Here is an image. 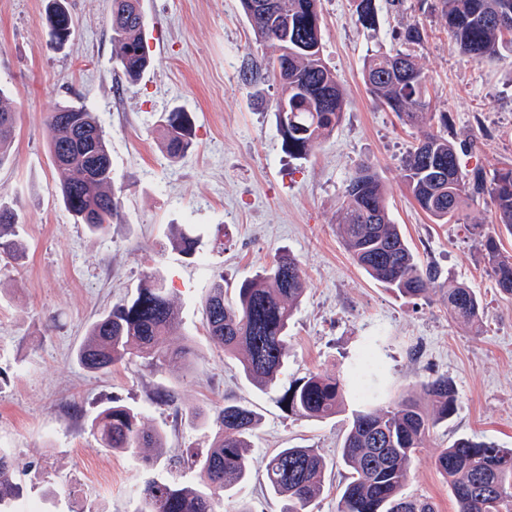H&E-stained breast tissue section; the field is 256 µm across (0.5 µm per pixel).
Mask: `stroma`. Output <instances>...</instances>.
Returning a JSON list of instances; mask_svg holds the SVG:
<instances>
[{
    "mask_svg": "<svg viewBox=\"0 0 512 512\" xmlns=\"http://www.w3.org/2000/svg\"><path fill=\"white\" fill-rule=\"evenodd\" d=\"M48 0H0V87L17 113L10 161L0 166V195L15 205L23 246L0 260V452L23 488L16 512H137L150 480H199L183 466L211 447L225 403L250 406L261 423L248 452L250 481L217 493L219 512H281L263 472L278 448H314L328 464L320 496L304 512H336L343 482L339 449L347 413L328 419L288 413L281 396L311 373L361 369L374 403L423 399L422 385L447 376L457 409L414 455L403 491L456 512L435 459L455 439L512 448V298L490 275L465 227H495L490 200L467 203L463 223H434L402 178L401 159L425 130L377 107L363 80L368 54L407 49L427 80L433 111L463 171L512 167V54L477 63L450 42L437 0H376L378 22H356L352 0H321L323 55L340 83L344 117L302 160L289 158L273 110L272 78L247 81L246 64H264L239 0H142L153 66L128 83L112 53L110 0H69L76 19L64 49H49ZM420 23L421 44L398 35ZM83 104L107 136L112 181L125 221L93 232L75 223L56 193L46 117L56 105ZM186 113L193 145L179 159L162 145L169 113ZM385 182L387 205L418 259L438 272L428 296L409 299L352 260L336 229V209L360 164ZM192 225L200 250L172 246ZM282 252L300 262L308 288L288 327V369L273 389L250 385L238 360L209 336L202 300L212 276L236 290ZM161 269L193 355L162 370L141 361L96 372L77 352L90 324L132 296L145 272ZM464 285L479 296L476 325L451 320L442 293ZM134 406L146 428L164 433L160 448L137 454L103 447L91 424L112 402Z\"/></svg>",
    "mask_w": 512,
    "mask_h": 512,
    "instance_id": "35a3bbf8",
    "label": "stroma"
}]
</instances>
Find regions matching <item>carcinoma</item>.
<instances>
[{"instance_id": "obj_1", "label": "carcinoma", "mask_w": 512, "mask_h": 512, "mask_svg": "<svg viewBox=\"0 0 512 512\" xmlns=\"http://www.w3.org/2000/svg\"><path fill=\"white\" fill-rule=\"evenodd\" d=\"M357 22L376 24L375 0H353ZM451 39L474 62H492L504 48V31L493 20L512 14V0H440ZM255 43L274 49L265 64L280 92L274 112L288 157L303 159L315 144L341 123L345 99L336 74L323 58L320 0H240ZM46 24L54 50L70 41L75 22L66 0H48ZM145 19L140 0H111L112 44L125 78L137 82L152 65L145 50ZM364 81L375 104L397 113L410 126L438 120L448 127V113L436 114L426 99L422 69L411 54L376 51L367 55ZM48 150L59 174L57 191L75 222L103 231L124 219L121 191L112 184L107 135L95 113L83 105L60 106L48 113ZM16 112L0 89V166L10 160ZM191 146L188 118L173 112L164 123L163 147L176 159ZM404 182L418 206L433 220L460 221L465 200L489 196L498 230L475 224L472 234L500 293L512 297V256L500 247L501 232L512 235V168L487 177L482 168L465 174L456 145L439 131L427 132L402 158ZM19 215L0 195V256L19 254L14 231ZM339 234L354 262L373 279L408 298L429 294L436 270L422 265L390 216L386 190L374 167L362 164L350 178L336 215ZM307 280L297 259L288 254L274 261L238 288L234 300L224 299V276L213 278L202 302L208 334L237 358L243 377L260 390L272 387L288 364V324ZM448 315L469 324L479 322L482 304L476 293L455 286L444 294ZM180 335L176 306L157 270L146 273L136 295L112 306L89 328L78 359L92 370L144 358L157 370L175 357L189 361L187 345L170 353L158 348L161 339ZM432 405L424 409L413 399L369 406L351 413L339 451L347 478L340 488L336 512H435L434 505L403 493L412 457L425 437L456 409V390L446 376L423 384ZM355 396L345 379L311 373L296 380L280 402L289 413L323 419L345 410ZM219 431L203 455L187 458L199 472L200 484L152 481L139 491L138 512H217L216 491L232 492L250 479L247 450L259 423L248 405L228 402L216 416ZM106 448L132 451L160 448L164 436L142 427L141 413L112 402L92 422ZM436 468L448 483L457 512H512V449L494 442L461 437L442 449ZM327 464L315 448H279L265 465L267 491L283 501L281 512H302L321 493ZM20 496L13 464L0 454V510Z\"/></svg>"}]
</instances>
